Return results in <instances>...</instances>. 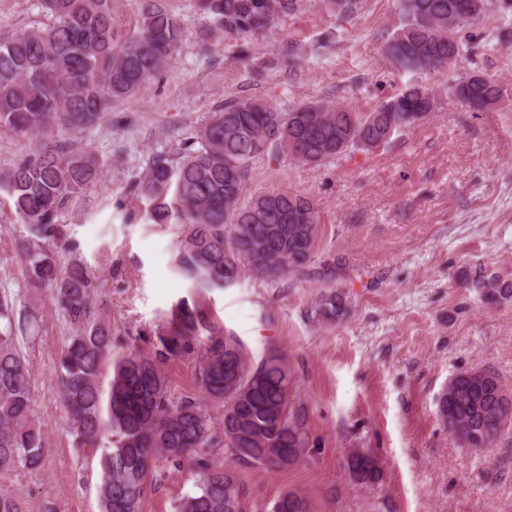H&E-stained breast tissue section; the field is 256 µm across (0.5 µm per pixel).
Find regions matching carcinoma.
<instances>
[{
    "label": "carcinoma",
    "instance_id": "carcinoma-1",
    "mask_svg": "<svg viewBox=\"0 0 512 512\" xmlns=\"http://www.w3.org/2000/svg\"><path fill=\"white\" fill-rule=\"evenodd\" d=\"M133 32L119 29L116 0H41L52 24L0 34V129L37 137L55 127L77 131L103 118L107 105L135 96L164 70L186 33L185 22L164 0H135ZM296 0H195V11L240 40L265 31ZM493 0H397L400 25L386 55L407 72L461 67L449 87L475 111L498 104L499 80L462 68L469 53L463 29L475 26ZM430 85L411 83L367 112L312 101L283 108L244 98L211 113L196 136L171 155L156 154L132 185L147 200L144 218L178 227L175 266L186 279L227 288L242 275L278 279L302 274L312 258L319 213L305 194L273 189L247 198L244 186L260 162L286 157L319 166L354 151L368 152L424 120L434 110ZM100 165L83 150L38 145L34 157L0 173L7 200L23 228L18 242L24 283L49 288L69 332L57 357L56 389L73 443L100 452L101 512H141L150 477L159 469L189 465L196 491L173 512H243L236 476L208 450L225 448L234 459L285 469L308 455L306 416L293 409L296 384L285 356L274 352L253 365L240 343L219 334L206 315L185 300L154 335L153 356L112 358V332L93 303L97 280L87 267L63 265L58 244L67 240L59 216L69 200L95 182ZM474 287L492 298L512 296L499 279L479 276ZM343 299L322 296L321 318L335 320ZM33 313L0 295V476L38 470L45 459L42 427L23 344ZM202 347L195 363L204 398L222 407L215 420L200 399L173 400L161 363ZM112 360L108 392L104 364ZM495 375H454L437 399L448 431L466 448H488L506 423L512 402ZM351 482L373 487L380 478L372 452L348 451ZM0 512H25L22 498L0 489ZM257 512H307L306 499L286 491Z\"/></svg>",
    "mask_w": 512,
    "mask_h": 512
}]
</instances>
